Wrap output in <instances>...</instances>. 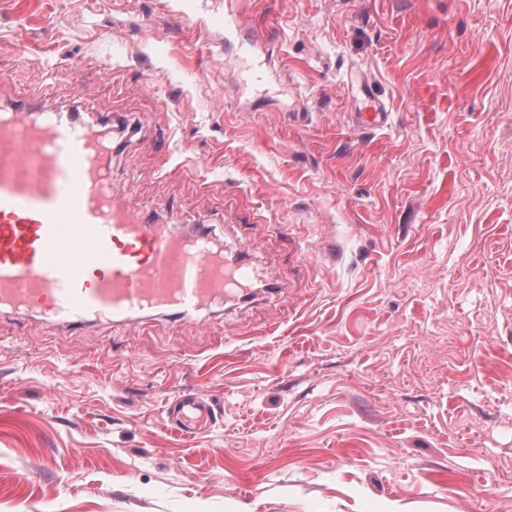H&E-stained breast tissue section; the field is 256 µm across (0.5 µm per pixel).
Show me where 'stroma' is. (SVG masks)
Listing matches in <instances>:
<instances>
[{"label":"stroma","mask_w":512,"mask_h":512,"mask_svg":"<svg viewBox=\"0 0 512 512\" xmlns=\"http://www.w3.org/2000/svg\"><path fill=\"white\" fill-rule=\"evenodd\" d=\"M356 69L384 130L350 122ZM0 85L138 123L122 200L282 285L0 315V512H512V0H0ZM189 389L218 406L192 437ZM169 426L183 436L209 431L216 423L212 401L198 393L183 391L165 405Z\"/></svg>","instance_id":"35a3bbf8"}]
</instances>
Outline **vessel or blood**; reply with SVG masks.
I'll list each match as a JSON object with an SVG mask.
<instances>
[{
  "label": "vessel or blood",
  "mask_w": 512,
  "mask_h": 512,
  "mask_svg": "<svg viewBox=\"0 0 512 512\" xmlns=\"http://www.w3.org/2000/svg\"><path fill=\"white\" fill-rule=\"evenodd\" d=\"M350 119L374 131L390 114L366 95ZM107 152L99 130L72 114L0 112V307L80 327L152 311L192 320L214 298L251 299L262 269L121 204ZM165 414L183 436L216 423L212 401L190 391Z\"/></svg>",
  "instance_id": "b4317fda"
}]
</instances>
